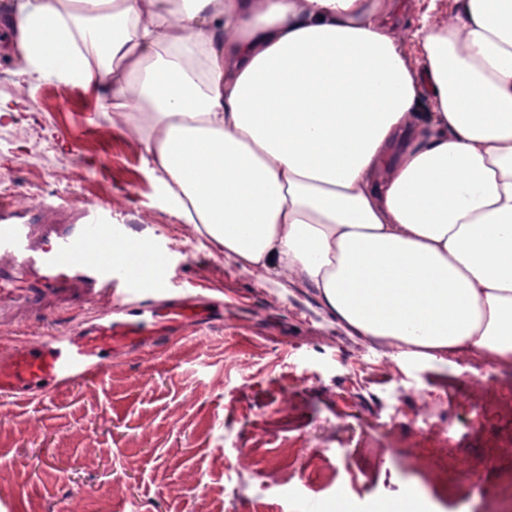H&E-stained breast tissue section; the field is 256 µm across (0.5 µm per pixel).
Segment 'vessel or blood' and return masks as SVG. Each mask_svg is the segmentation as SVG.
Listing matches in <instances>:
<instances>
[{"label": "vessel or blood", "mask_w": 512, "mask_h": 512, "mask_svg": "<svg viewBox=\"0 0 512 512\" xmlns=\"http://www.w3.org/2000/svg\"><path fill=\"white\" fill-rule=\"evenodd\" d=\"M102 202L46 206L0 198V314L49 313L62 333L0 340V396L42 399L95 382L112 360L169 346L217 315L209 298L163 286L164 255L117 239ZM133 303L121 309L116 288Z\"/></svg>", "instance_id": "b4317fda"}]
</instances>
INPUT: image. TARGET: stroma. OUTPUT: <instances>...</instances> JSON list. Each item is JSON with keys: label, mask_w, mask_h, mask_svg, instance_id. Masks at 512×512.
Returning a JSON list of instances; mask_svg holds the SVG:
<instances>
[{"label": "stroma", "mask_w": 512, "mask_h": 512, "mask_svg": "<svg viewBox=\"0 0 512 512\" xmlns=\"http://www.w3.org/2000/svg\"><path fill=\"white\" fill-rule=\"evenodd\" d=\"M0 193L112 200L166 252L168 286L202 285L223 320L43 400L0 397V512H424L512 498V368L489 356L393 361L314 289L245 270L183 222L143 150L75 85L20 71L0 30ZM482 490H470L472 481Z\"/></svg>", "instance_id": "stroma-1"}]
</instances>
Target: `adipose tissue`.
<instances>
[{"label":"adipose tissue","instance_id":"ef3b65f1","mask_svg":"<svg viewBox=\"0 0 512 512\" xmlns=\"http://www.w3.org/2000/svg\"><path fill=\"white\" fill-rule=\"evenodd\" d=\"M454 2L415 32L400 0H8L0 26L242 268L393 358L511 364L512 0Z\"/></svg>","mask_w":512,"mask_h":512}]
</instances>
